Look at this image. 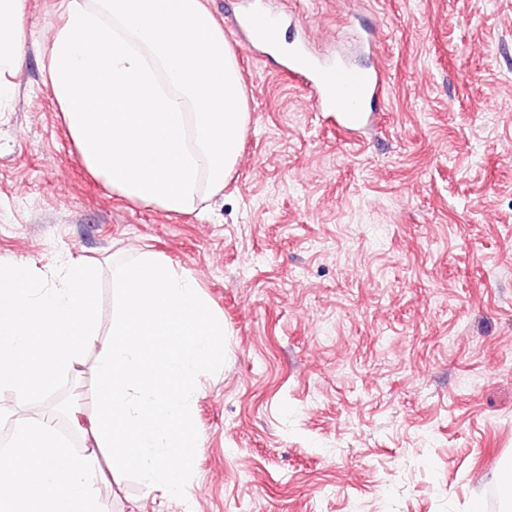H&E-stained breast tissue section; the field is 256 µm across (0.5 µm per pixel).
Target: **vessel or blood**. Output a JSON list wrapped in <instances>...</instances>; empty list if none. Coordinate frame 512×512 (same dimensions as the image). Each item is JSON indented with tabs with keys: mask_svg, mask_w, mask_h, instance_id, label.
Returning <instances> with one entry per match:
<instances>
[{
	"mask_svg": "<svg viewBox=\"0 0 512 512\" xmlns=\"http://www.w3.org/2000/svg\"><path fill=\"white\" fill-rule=\"evenodd\" d=\"M269 0H233L235 27L254 47L269 52L281 45L280 30L285 16L268 10ZM289 75L310 86L316 111L325 113L344 133H360L375 120V102L384 98L382 68L362 67L333 55H314L305 42L289 46L285 57Z\"/></svg>",
	"mask_w": 512,
	"mask_h": 512,
	"instance_id": "1",
	"label": "vessel or blood"
}]
</instances>
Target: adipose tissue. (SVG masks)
Instances as JSON below:
<instances>
[{"label":"adipose tissue","instance_id":"ef3b65f1","mask_svg":"<svg viewBox=\"0 0 512 512\" xmlns=\"http://www.w3.org/2000/svg\"><path fill=\"white\" fill-rule=\"evenodd\" d=\"M23 0H0V112L26 44ZM43 82L92 175L171 213H203L249 123L237 55L205 0H59Z\"/></svg>","mask_w":512,"mask_h":512}]
</instances>
